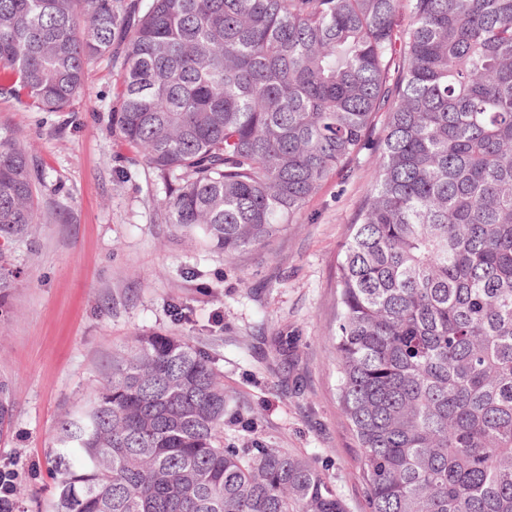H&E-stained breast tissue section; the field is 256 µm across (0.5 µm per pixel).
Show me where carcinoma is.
I'll return each instance as SVG.
<instances>
[{
    "mask_svg": "<svg viewBox=\"0 0 512 512\" xmlns=\"http://www.w3.org/2000/svg\"><path fill=\"white\" fill-rule=\"evenodd\" d=\"M125 42L112 131L207 248L264 247L385 116L337 280L367 512H512V0H0V95L46 112ZM0 138V244L40 223ZM0 249V317L17 279ZM0 380V436L12 423ZM212 358L135 336L58 426L55 512H346L304 457L224 444Z\"/></svg>",
    "mask_w": 512,
    "mask_h": 512,
    "instance_id": "cac0c4a2",
    "label": "carcinoma"
}]
</instances>
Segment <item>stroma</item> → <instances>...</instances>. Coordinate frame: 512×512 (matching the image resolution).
Listing matches in <instances>:
<instances>
[{
    "instance_id": "stroma-1",
    "label": "stroma",
    "mask_w": 512,
    "mask_h": 512,
    "mask_svg": "<svg viewBox=\"0 0 512 512\" xmlns=\"http://www.w3.org/2000/svg\"><path fill=\"white\" fill-rule=\"evenodd\" d=\"M120 59L85 68L65 112L0 97V138L25 145L44 186L46 223L10 244L20 277L0 322V379L15 403L0 465L24 471L26 512H53L54 436L112 370V351L154 332L181 336L214 359L248 433L308 458L347 512H365L355 442L337 402V266L378 166V136L308 202L303 223L267 247L224 255L177 235L152 171L112 134ZM182 316H175L173 306Z\"/></svg>"
}]
</instances>
